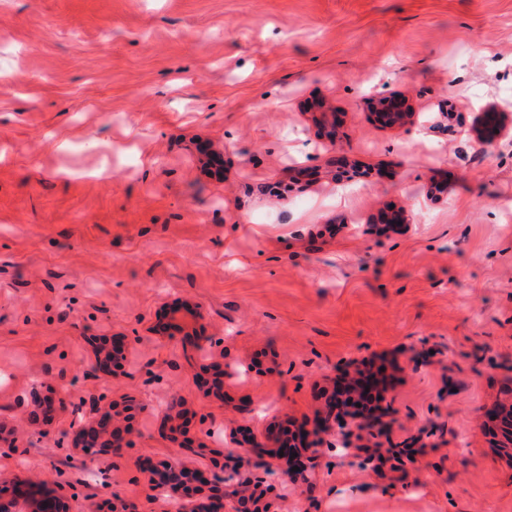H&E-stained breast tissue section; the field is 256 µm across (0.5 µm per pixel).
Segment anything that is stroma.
Here are the masks:
<instances>
[{
  "label": "stroma",
  "instance_id": "1",
  "mask_svg": "<svg viewBox=\"0 0 512 512\" xmlns=\"http://www.w3.org/2000/svg\"><path fill=\"white\" fill-rule=\"evenodd\" d=\"M1 30L0 425L19 450L0 483L164 512L144 461L208 464L313 423L374 361L387 434L352 440L417 456L379 467L325 435L276 512H512L491 421L512 396V136L484 153L471 131L487 105L512 119V0H0ZM374 90L454 107V133L384 126ZM392 207L409 221L381 232ZM177 303L238 366L222 392L156 342ZM101 336L130 344L126 373L96 366ZM35 383L69 395L42 441L17 408ZM174 395L182 433L156 408ZM132 396L150 409L130 448L84 463L81 404Z\"/></svg>",
  "mask_w": 512,
  "mask_h": 512
}]
</instances>
